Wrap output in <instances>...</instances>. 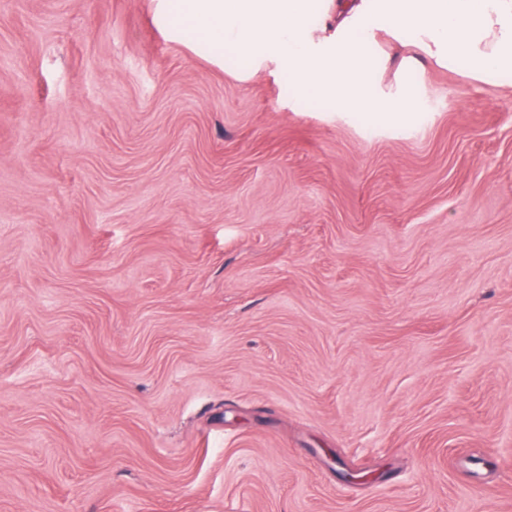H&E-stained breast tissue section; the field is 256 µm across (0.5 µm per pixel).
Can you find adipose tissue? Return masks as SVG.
Returning a JSON list of instances; mask_svg holds the SVG:
<instances>
[{
  "instance_id": "ef3b65f1",
  "label": "adipose tissue",
  "mask_w": 512,
  "mask_h": 512,
  "mask_svg": "<svg viewBox=\"0 0 512 512\" xmlns=\"http://www.w3.org/2000/svg\"><path fill=\"white\" fill-rule=\"evenodd\" d=\"M163 34L192 33L210 60H245L236 76L288 72L302 95L341 112L396 116L415 111L406 74L420 59L465 67L477 87L489 73H512V0H155ZM389 37L386 70L371 52Z\"/></svg>"
}]
</instances>
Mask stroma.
<instances>
[{"label": "stroma", "instance_id": "35a3bbf8", "mask_svg": "<svg viewBox=\"0 0 512 512\" xmlns=\"http://www.w3.org/2000/svg\"><path fill=\"white\" fill-rule=\"evenodd\" d=\"M417 80L0 0V512H512V78Z\"/></svg>", "mask_w": 512, "mask_h": 512}]
</instances>
